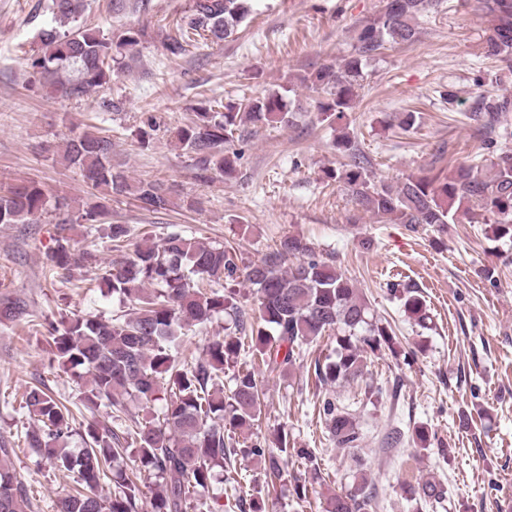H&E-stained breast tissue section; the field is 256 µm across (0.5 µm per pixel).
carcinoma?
Wrapping results in <instances>:
<instances>
[{"mask_svg":"<svg viewBox=\"0 0 512 512\" xmlns=\"http://www.w3.org/2000/svg\"><path fill=\"white\" fill-rule=\"evenodd\" d=\"M439 0H386L383 9L357 30L354 52L339 66L310 70L298 80L312 93L316 112L336 127V150L348 157L340 170L327 176L341 183L350 202L379 221L402 224L411 232L426 224L444 233L450 224L474 222L481 217L492 237L512 239V149L493 148L486 169L461 163L448 174L412 173L397 184L375 183L357 153L350 133L339 122L354 108L367 79L366 67L387 44L411 45L418 38V20L435 9ZM490 17L486 53L512 69V0H480ZM82 0H52V10L63 23L80 15ZM250 11L248 0H193L188 20L174 23V34L164 48L179 57L197 39L231 36ZM141 31L129 28L105 38L91 29L63 33L45 30L42 53L30 67L53 92L79 100L112 80L114 50L134 47ZM283 91L241 102L202 106L197 120L173 131L179 147L196 156L200 177L208 173L230 175L237 156L224 151L244 125L289 126L294 123V101ZM512 102L489 99L477 108L486 124L501 122ZM161 127L154 112L142 114L135 130L138 143H150ZM68 165L81 171L97 192L98 201L77 212L68 202L51 201L35 181H22L0 189V224H36L50 204L65 209L58 218L55 246L46 255L54 275L63 281L74 271L90 273L97 289L132 305V311L106 318L100 313H71L47 328L53 360L69 372L86 402L110 408L112 424L76 427L70 408L45 383L26 389L23 408L32 425L29 447L38 449L50 467L77 476L78 488L58 504V512H138L143 494L142 475L151 479V512H224L218 498L208 501L215 468L238 453L268 463L280 475V461L294 454L315 466L309 448L291 447L288 431H278L272 442L254 435L260 420L258 380L253 363H238L248 347L269 373H283L301 359L304 348L323 337L335 342L324 359H315L314 375L322 387L351 383L363 377L367 358L389 355L409 363L395 330L374 318L370 304L344 272L321 258L298 236H286L260 261L240 266L235 249L171 233L161 243L143 242L128 249L130 229L108 222V203L114 196L130 195L151 211L169 206L160 182L129 180L112 164V139L83 133L66 142ZM107 225L103 236L115 258L101 262L91 251L75 252L67 231L72 224ZM256 289L257 312L239 306L234 284L238 279ZM401 301L405 314L422 323L428 319L426 301L417 287L388 288ZM224 316V335L208 338L203 356H180L183 330L205 325ZM233 368L229 393H224V370ZM129 400L160 405L157 421L130 427L122 414ZM318 413L336 445L354 448L359 440L357 418L327 393ZM80 436L83 447L69 444ZM139 462L129 473L117 465L129 447ZM10 449L0 448V512H28L31 502L24 482L6 464ZM112 477L118 491L104 494L101 481ZM357 491H334L324 497L323 512H372L375 498L367 491L368 477L356 475ZM412 499L437 502L446 491L431 480L408 484Z\"/></svg>","mask_w":512,"mask_h":512,"instance_id":"1","label":"carcinoma"}]
</instances>
